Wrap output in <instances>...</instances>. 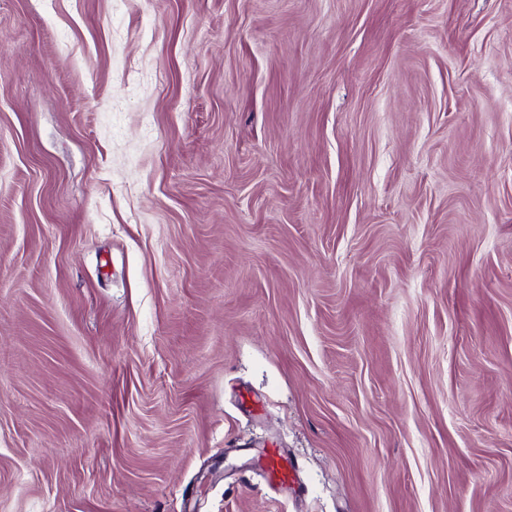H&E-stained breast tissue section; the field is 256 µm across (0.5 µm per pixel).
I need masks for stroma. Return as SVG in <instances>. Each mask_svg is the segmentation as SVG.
I'll return each instance as SVG.
<instances>
[{"mask_svg":"<svg viewBox=\"0 0 512 512\" xmlns=\"http://www.w3.org/2000/svg\"><path fill=\"white\" fill-rule=\"evenodd\" d=\"M0 512H512V0H0ZM287 455L282 448H273L266 454L263 472L268 485L288 489L297 483L295 473L288 467Z\"/></svg>","mask_w":512,"mask_h":512,"instance_id":"stroma-1","label":"stroma"}]
</instances>
